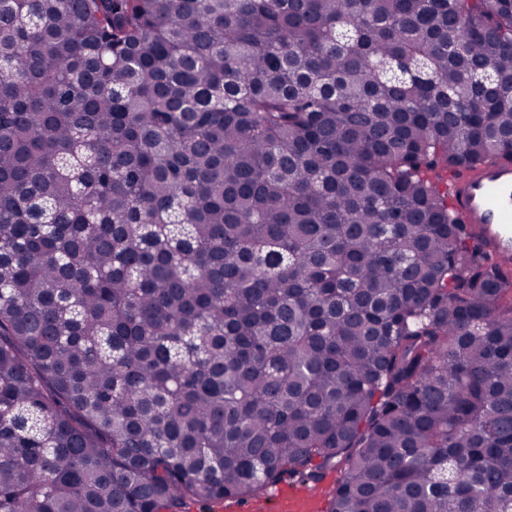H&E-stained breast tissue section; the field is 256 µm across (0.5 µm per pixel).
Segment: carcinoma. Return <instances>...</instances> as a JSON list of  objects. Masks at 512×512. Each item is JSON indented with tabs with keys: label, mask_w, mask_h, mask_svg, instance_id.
Returning a JSON list of instances; mask_svg holds the SVG:
<instances>
[{
	"label": "carcinoma",
	"mask_w": 512,
	"mask_h": 512,
	"mask_svg": "<svg viewBox=\"0 0 512 512\" xmlns=\"http://www.w3.org/2000/svg\"><path fill=\"white\" fill-rule=\"evenodd\" d=\"M512 0H0V512H512ZM448 206L500 260L512 259V161L448 173ZM338 474L329 472L325 479L317 484V492L309 494L307 489L314 487L311 483H303L297 480H286L263 491L257 497H248L243 500L228 499L208 502L197 501L193 498H185L182 512H324L329 492L336 484ZM301 491L312 503L303 501H290V494ZM286 494L288 496L283 495ZM248 504L252 509L244 508Z\"/></svg>",
	"instance_id": "carcinoma-1"
}]
</instances>
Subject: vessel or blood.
Segmentation results:
<instances>
[{"instance_id": "b4317fda", "label": "vessel or blood", "mask_w": 512, "mask_h": 512, "mask_svg": "<svg viewBox=\"0 0 512 512\" xmlns=\"http://www.w3.org/2000/svg\"><path fill=\"white\" fill-rule=\"evenodd\" d=\"M448 206L501 260L512 259V161L449 174Z\"/></svg>"}]
</instances>
